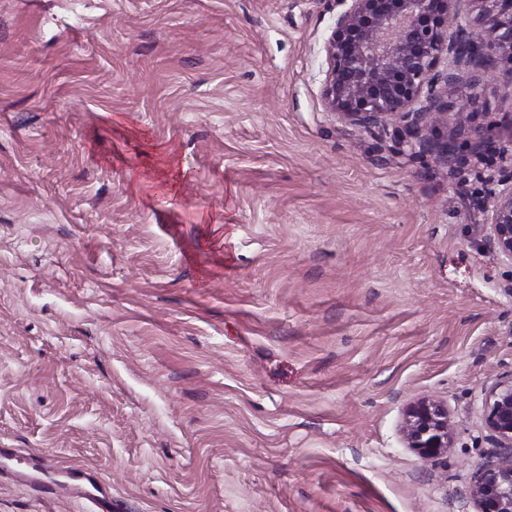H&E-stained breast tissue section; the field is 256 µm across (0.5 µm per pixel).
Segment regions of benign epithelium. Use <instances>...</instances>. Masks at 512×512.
I'll return each instance as SVG.
<instances>
[{
	"label": "benign epithelium",
	"mask_w": 512,
	"mask_h": 512,
	"mask_svg": "<svg viewBox=\"0 0 512 512\" xmlns=\"http://www.w3.org/2000/svg\"><path fill=\"white\" fill-rule=\"evenodd\" d=\"M336 22L324 41L320 99L325 111L352 126L393 127L400 141L442 157L480 152L484 129L474 113L455 109L448 91L455 72L472 70L469 99L487 78L512 89V0H331ZM485 222L496 253L512 262V170L485 180ZM484 423L498 449L481 463L470 487L476 512H512V374L484 392ZM403 444L428 461L454 442L448 403L423 396L405 408Z\"/></svg>",
	"instance_id": "1"
}]
</instances>
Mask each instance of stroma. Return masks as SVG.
<instances>
[{
  "mask_svg": "<svg viewBox=\"0 0 512 512\" xmlns=\"http://www.w3.org/2000/svg\"><path fill=\"white\" fill-rule=\"evenodd\" d=\"M329 0H0V448L128 512H475L512 165L320 102ZM482 124L512 111L483 85ZM447 400L434 465L398 425ZM0 512H90L0 473ZM485 183V222L473 225V230L479 235L489 230L488 237L496 253L512 262V170L500 168Z\"/></svg>",
  "mask_w": 512,
  "mask_h": 512,
  "instance_id": "stroma-1",
  "label": "stroma"
}]
</instances>
